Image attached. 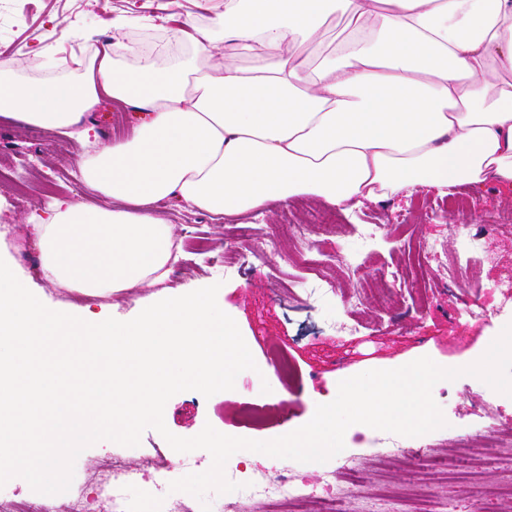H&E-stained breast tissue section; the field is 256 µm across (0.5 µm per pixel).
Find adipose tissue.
Returning a JSON list of instances; mask_svg holds the SVG:
<instances>
[{
  "label": "adipose tissue",
  "instance_id": "1",
  "mask_svg": "<svg viewBox=\"0 0 512 512\" xmlns=\"http://www.w3.org/2000/svg\"><path fill=\"white\" fill-rule=\"evenodd\" d=\"M181 8L162 0L152 50L115 44L68 79L0 61V112L24 125L89 141L102 100L139 116L74 160L112 208L58 198L32 226L55 285L164 283L177 250L162 200L233 216L301 195L346 208L417 185L512 188V0H224L206 27Z\"/></svg>",
  "mask_w": 512,
  "mask_h": 512
}]
</instances>
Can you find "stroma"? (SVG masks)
Returning a JSON list of instances; mask_svg holds the SVG:
<instances>
[{
  "mask_svg": "<svg viewBox=\"0 0 512 512\" xmlns=\"http://www.w3.org/2000/svg\"><path fill=\"white\" fill-rule=\"evenodd\" d=\"M21 5L28 22L0 34V60L30 53L21 68L27 79L74 75L75 58L114 43L116 16L145 22L157 15L154 0H21ZM64 26L81 32V39L62 38ZM80 151L74 139L0 115V169L14 172L27 186L23 204L11 202L0 209V252L13 258L24 285L48 308L68 313L86 304L103 306L121 321L133 319L151 302L219 284L218 305L235 320L257 368L240 373L234 389L211 398L196 391L171 397L164 421L177 436H195L207 424L223 434L258 441L283 436L306 424L317 405L331 402L339 381L368 370L398 368L423 356L447 368L471 364L512 321L494 316L479 326L462 322L467 294L450 282L447 265L430 263L422 289L412 287L413 244L436 239L448 258H455L458 243L449 238L446 226L465 222L477 228L494 227L479 241L480 251L490 254V262L469 273L470 281L483 285L482 301L494 306L501 293L512 292V226L497 224L500 214L512 210V191L490 182L479 188L458 185V192L471 201L463 214L449 208L447 194L427 187L383 203L366 201L349 210L302 196L229 219L164 200L156 212L171 225L182 250L166 282L92 299L55 287L42 275L28 218L60 195L76 197L91 207L105 206V199L86 188L73 165ZM355 224L379 227L357 268L350 265ZM241 236L246 250L226 256V248ZM271 241L276 244L272 251L267 248ZM309 242L329 249L332 261L313 267L296 262L295 254ZM382 271L394 275L397 282L388 303L365 292ZM320 279L338 285L332 310L309 299L302 289L303 284ZM352 322L358 325L356 335H339L337 324ZM281 354L295 369L296 379L289 385L275 373ZM432 396L447 425L425 439L432 453L453 460V468L428 469L408 455H381L374 443L378 430L356 424L345 433L343 455L324 463H295L298 477L307 484H319L325 472L341 466L343 456L354 455L365 471V493L390 491L398 512H441L446 504L455 512H485L493 505L486 491L499 479L495 461L503 451L487 444L468 453L460 440L475 403L482 399H492L498 420L512 427V398L468 375L438 382ZM249 407L265 409L263 423L244 418ZM159 452L174 460L179 457L151 428L135 447L98 442L76 459L70 491L94 495L95 480L112 454H123L137 467Z\"/></svg>",
  "mask_w": 512,
  "mask_h": 512,
  "instance_id": "35a3bbf8",
  "label": "stroma"
}]
</instances>
